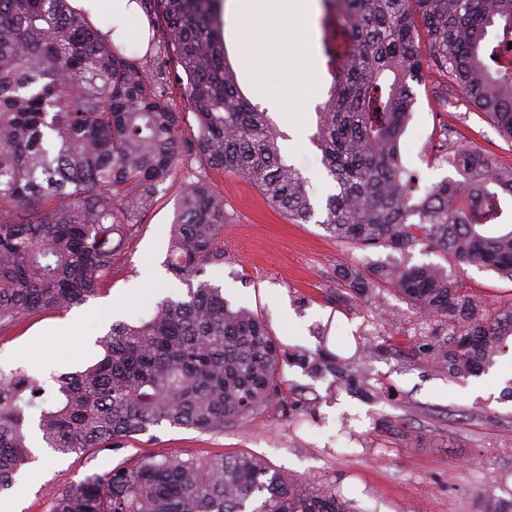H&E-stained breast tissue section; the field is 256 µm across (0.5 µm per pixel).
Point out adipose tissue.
Segmentation results:
<instances>
[{
    "label": "adipose tissue",
    "mask_w": 512,
    "mask_h": 512,
    "mask_svg": "<svg viewBox=\"0 0 512 512\" xmlns=\"http://www.w3.org/2000/svg\"><path fill=\"white\" fill-rule=\"evenodd\" d=\"M73 9L97 14L104 7L112 9L113 31L109 38L122 47L133 38L148 39L149 28L138 0H69ZM314 0H228V7L242 21L256 20L258 34H246L244 51L255 79L278 90L285 111L295 112L300 98L295 87L282 80L283 72L298 73L308 86H315L316 76L309 66L305 42L310 33Z\"/></svg>",
    "instance_id": "obj_1"
}]
</instances>
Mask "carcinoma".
<instances>
[{
  "label": "carcinoma",
  "mask_w": 512,
  "mask_h": 512,
  "mask_svg": "<svg viewBox=\"0 0 512 512\" xmlns=\"http://www.w3.org/2000/svg\"><path fill=\"white\" fill-rule=\"evenodd\" d=\"M223 0H140L161 26L139 57L114 47L68 0H0V333L36 312L64 311L99 292L122 239L172 181L179 198L166 266L189 285L136 323L117 321L96 340V360L38 377L0 367V492L35 461L88 458L164 423L222 433L276 404L313 424L341 393L380 403L391 389L374 373L391 336L354 337V353L284 349L258 312L204 279L224 262L228 213L205 171L173 173L195 159L254 184L293 222L317 201L278 144L269 108L249 102L227 61ZM322 44L332 74L313 139L330 182L324 231L354 249L386 250L340 268L336 306L384 293L408 306L418 329L408 361L465 383L512 352V301L463 287L467 267L512 281V168L458 148L447 177L420 191L400 139L426 68L512 142V0H323ZM497 29V44L487 35ZM497 63L491 69L486 60ZM183 87L197 132L168 84ZM25 208L30 218L14 219ZM445 263H413L417 246ZM400 257H395V254ZM298 367L325 395L290 383ZM53 512H360L340 486L284 478L250 452L208 458L142 455L55 492ZM480 512H512L488 494Z\"/></svg>",
  "instance_id": "carcinoma-1"
}]
</instances>
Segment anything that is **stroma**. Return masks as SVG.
Listing matches in <instances>:
<instances>
[{"label":"stroma","instance_id":"obj_1","mask_svg":"<svg viewBox=\"0 0 512 512\" xmlns=\"http://www.w3.org/2000/svg\"><path fill=\"white\" fill-rule=\"evenodd\" d=\"M313 16L307 49L321 82L294 113L283 110L277 92L254 80L238 18L227 12L222 20L244 95L269 107L283 154L310 178L313 195L321 198L328 185L311 137L332 78L321 64L322 13L317 10ZM413 91L400 155L404 166L418 174L421 187L453 173L439 159L444 124L452 131L451 142L484 150L498 165L512 166V144L472 104L450 91L437 71H427ZM209 176L224 196L230 222L224 229V261L209 266L205 278L222 287L227 298L265 315L284 346L315 348L312 327L326 323L329 347L338 349L384 310L397 314L403 329L415 331L406 304L391 295L380 311L360 303L349 309L335 305L333 296L342 288L336 272L362 259V251L330 238L315 222L288 221L249 182L217 170ZM177 208L173 189L161 185L155 205L126 238L98 295L63 312L29 315L1 333L0 366H21L37 376L76 370L96 358L94 341L113 321L136 322L161 299L185 295V284L163 265ZM374 366L393 395L375 406L355 405L366 417L364 430L373 453H337L335 423L296 430L276 407L219 434L165 424L92 460L79 454L46 458L14 494L0 496V512H51L54 490L82 480L89 471L104 473L145 454L252 452L286 477L306 475L339 485L363 512H476L492 478L506 477L512 488V402L499 399L503 378L512 373V355L464 383L441 378L422 364L404 365L393 354L375 359Z\"/></svg>","mask_w":512,"mask_h":512}]
</instances>
